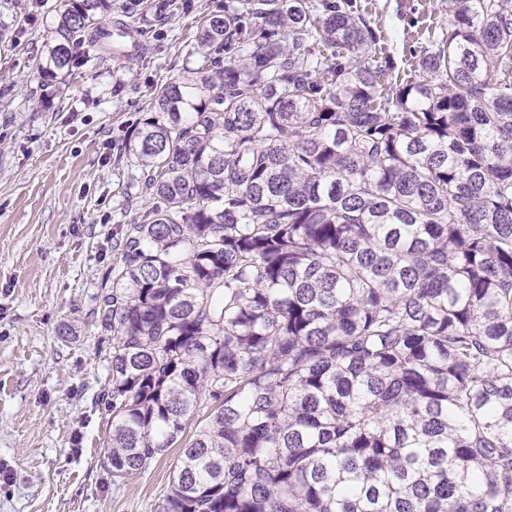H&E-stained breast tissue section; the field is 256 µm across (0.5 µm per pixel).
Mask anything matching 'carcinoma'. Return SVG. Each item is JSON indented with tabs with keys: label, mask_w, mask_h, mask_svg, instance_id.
<instances>
[{
	"label": "carcinoma",
	"mask_w": 512,
	"mask_h": 512,
	"mask_svg": "<svg viewBox=\"0 0 512 512\" xmlns=\"http://www.w3.org/2000/svg\"><path fill=\"white\" fill-rule=\"evenodd\" d=\"M447 2L399 70L356 0H224L130 131L94 322L156 512H512V0ZM110 11L60 0L44 90Z\"/></svg>",
	"instance_id": "obj_1"
}]
</instances>
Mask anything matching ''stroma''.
<instances>
[{
  "label": "stroma",
  "instance_id": "1",
  "mask_svg": "<svg viewBox=\"0 0 512 512\" xmlns=\"http://www.w3.org/2000/svg\"><path fill=\"white\" fill-rule=\"evenodd\" d=\"M404 64L444 0H361ZM58 0H0V512H155L170 448L113 485L105 445L112 339L93 321L119 255L117 225L146 204L122 148L156 91L196 65L195 36L224 0H174L148 15L144 54H83L62 92L37 80Z\"/></svg>",
  "mask_w": 512,
  "mask_h": 512
}]
</instances>
